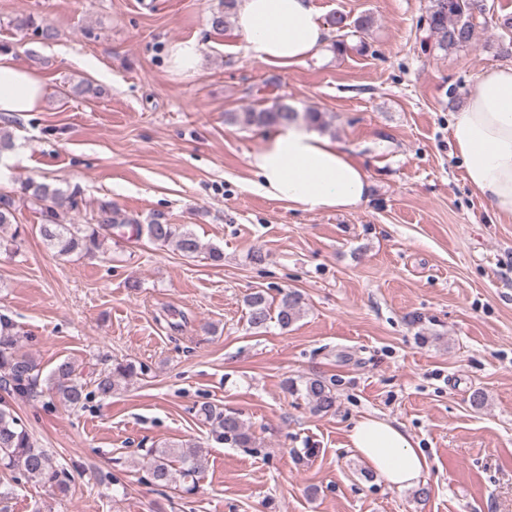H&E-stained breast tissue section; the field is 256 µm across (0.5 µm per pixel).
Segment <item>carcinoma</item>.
I'll list each match as a JSON object with an SVG mask.
<instances>
[{"mask_svg": "<svg viewBox=\"0 0 512 512\" xmlns=\"http://www.w3.org/2000/svg\"><path fill=\"white\" fill-rule=\"evenodd\" d=\"M236 0H224V10L210 13L208 22L215 30L226 27L229 12ZM486 11L485 0H430L426 24L434 47L444 53L457 51L471 45L476 20ZM329 25L338 32L334 47L341 51L345 46L342 32L348 28L347 18L334 14ZM310 122L321 119L319 112L301 114L287 104L275 103L269 108L256 110L245 108L240 112L227 113L228 120L244 127H265L294 121L299 117ZM20 193L41 204L39 234L46 245L58 257L73 254H93L101 251L112 229L123 224L135 225L136 234L161 245H173L185 257H191L200 249L196 236L184 226L168 224L160 215L142 225L137 220L122 217L119 209L110 202L99 205L88 224H73L68 215L78 208L77 193H67L51 185L29 179L21 184ZM17 210L13 196L0 194V249L18 251L23 239L18 231L4 235V229L13 224ZM249 322L256 328L266 326L271 319V303L261 291L246 298ZM303 311L301 295L290 291L283 295L278 306L276 320L286 329L295 323ZM139 376L131 362L118 363L111 371L96 379V391L106 398L119 387ZM0 380L8 382L13 392L21 398L41 397L54 394L71 409L84 407L89 397L85 385L78 378L76 366L69 359L60 361L46 378H41L40 368L27 354L20 351L16 325L6 313H0ZM288 390L304 396L315 413H327L336 403L333 383L319 376L305 377L300 381H288ZM198 415L210 423L213 438L237 448H253L255 441L245 425L235 416L212 405H203ZM145 467L159 486L172 487L186 494L196 488V478L203 468L200 448L187 444H169L162 448H150ZM0 467L20 468L31 478L46 480L61 491L68 489L64 471L57 468L52 454L38 447L13 411L0 405Z\"/></svg>", "mask_w": 512, "mask_h": 512, "instance_id": "1", "label": "carcinoma"}]
</instances>
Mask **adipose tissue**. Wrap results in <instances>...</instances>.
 I'll use <instances>...</instances> for the list:
<instances>
[{"label": "adipose tissue", "mask_w": 512, "mask_h": 512, "mask_svg": "<svg viewBox=\"0 0 512 512\" xmlns=\"http://www.w3.org/2000/svg\"><path fill=\"white\" fill-rule=\"evenodd\" d=\"M234 23L247 55L280 68L305 63L326 44L330 29L311 0H241ZM45 81L13 53L0 52V113L39 111ZM450 135L469 187L512 216V64L483 70ZM248 164L263 195L303 212L344 211L368 200L369 178L342 145L297 120L268 136ZM350 449L396 489L423 482L429 463L411 436L382 419L365 417L348 433Z\"/></svg>", "instance_id": "ef3b65f1"}]
</instances>
